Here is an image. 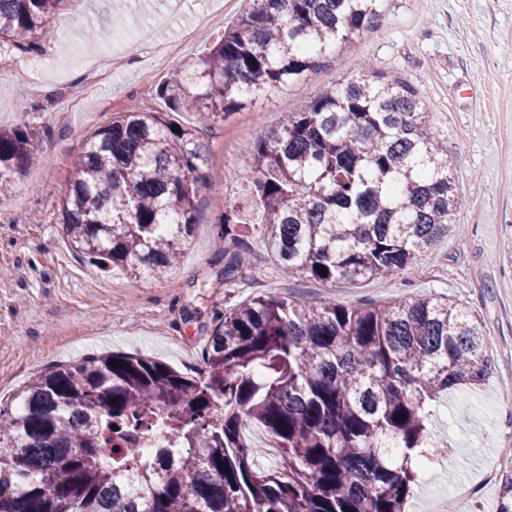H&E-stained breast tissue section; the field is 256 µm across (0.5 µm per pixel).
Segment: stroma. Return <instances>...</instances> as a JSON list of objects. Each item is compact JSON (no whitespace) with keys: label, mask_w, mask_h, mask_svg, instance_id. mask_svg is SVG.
Instances as JSON below:
<instances>
[{"label":"stroma","mask_w":512,"mask_h":512,"mask_svg":"<svg viewBox=\"0 0 512 512\" xmlns=\"http://www.w3.org/2000/svg\"><path fill=\"white\" fill-rule=\"evenodd\" d=\"M210 5L75 0L42 52L0 58V127L24 123L41 134L37 159L0 198V395L46 365L106 351L200 369L215 316L255 292L383 306L443 296L478 317L495 366L481 387L437 402L430 436L444 450L421 473L406 512H497L499 478L512 464V0H386L380 23L327 67L220 124L211 163L224 181L200 188L198 222L177 267L151 280L101 272L71 249L59 224L71 163L92 131L134 110H163L156 89L168 70L154 64L155 44L173 45L179 62L196 57L205 37L221 34L249 3L226 0L220 20L199 25ZM90 30L110 31V42L90 50ZM374 71L412 85L448 135L460 196L448 237L397 277L322 288L284 277L254 234L248 287H202L224 266L216 215L245 179V145L323 86Z\"/></svg>","instance_id":"1"}]
</instances>
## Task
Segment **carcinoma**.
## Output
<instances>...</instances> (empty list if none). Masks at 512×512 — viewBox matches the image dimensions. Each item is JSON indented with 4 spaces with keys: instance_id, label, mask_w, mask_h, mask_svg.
<instances>
[{
    "instance_id": "carcinoma-1",
    "label": "carcinoma",
    "mask_w": 512,
    "mask_h": 512,
    "mask_svg": "<svg viewBox=\"0 0 512 512\" xmlns=\"http://www.w3.org/2000/svg\"><path fill=\"white\" fill-rule=\"evenodd\" d=\"M71 0H0V51L37 52ZM385 0H252L202 55L157 87L164 112H133L86 141L60 200L71 248L104 271L157 277L196 224L218 173L196 127L285 90L375 27ZM408 83L343 78L246 145L247 178L224 199L216 280L245 287L246 228L287 277L351 284L397 276L448 236L459 204L445 139ZM23 124L0 132V193L38 152ZM323 267L322 274L316 267ZM199 374L107 352L37 372L0 403V512H405L416 470L439 451L431 407L484 384L482 323L434 296L389 306L301 304L254 294L215 317ZM117 429H112V426ZM161 426L180 449L128 451ZM262 428L279 462H254ZM497 512H512V470Z\"/></svg>"
}]
</instances>
